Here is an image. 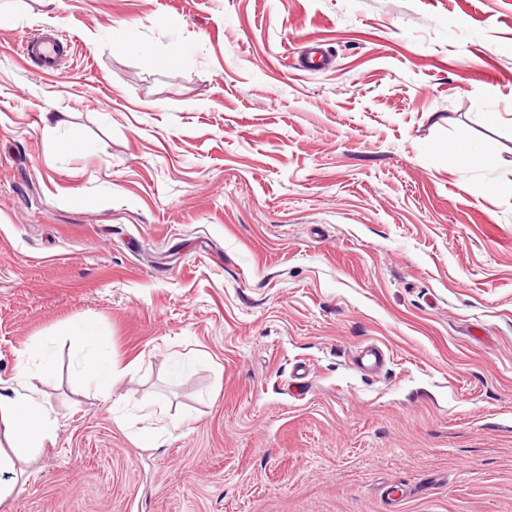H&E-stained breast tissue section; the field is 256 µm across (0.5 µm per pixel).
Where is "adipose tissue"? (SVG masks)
Segmentation results:
<instances>
[{"label": "adipose tissue", "mask_w": 512, "mask_h": 512, "mask_svg": "<svg viewBox=\"0 0 512 512\" xmlns=\"http://www.w3.org/2000/svg\"><path fill=\"white\" fill-rule=\"evenodd\" d=\"M53 429L49 413L30 395H0V436L7 441L6 449H0V470L34 458L52 438Z\"/></svg>", "instance_id": "ef3b65f1"}]
</instances>
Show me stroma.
<instances>
[{
	"mask_svg": "<svg viewBox=\"0 0 512 512\" xmlns=\"http://www.w3.org/2000/svg\"><path fill=\"white\" fill-rule=\"evenodd\" d=\"M0 13V389L56 421L0 512H512V0ZM23 55L36 63L39 71L56 72L59 70L63 46L52 30L30 35L22 44ZM386 361L383 350L374 344L361 347L354 357L356 365L360 369L370 373L379 372Z\"/></svg>",
	"mask_w": 512,
	"mask_h": 512,
	"instance_id": "stroma-1",
	"label": "stroma"
}]
</instances>
